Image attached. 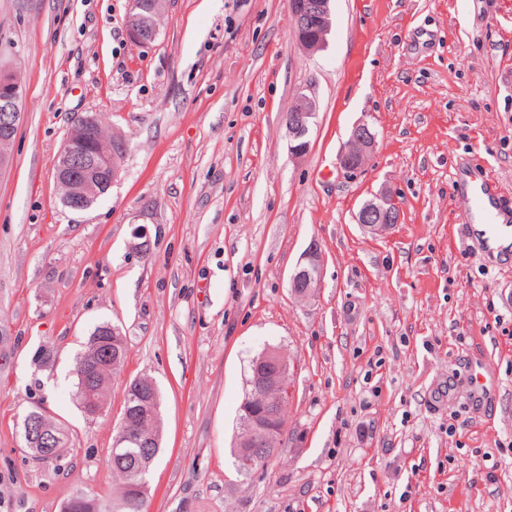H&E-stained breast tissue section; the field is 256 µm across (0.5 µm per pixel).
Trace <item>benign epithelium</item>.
<instances>
[{"label":"benign epithelium","instance_id":"benign-epithelium-1","mask_svg":"<svg viewBox=\"0 0 512 512\" xmlns=\"http://www.w3.org/2000/svg\"><path fill=\"white\" fill-rule=\"evenodd\" d=\"M295 32L301 46L308 51L322 47L325 35L331 26V13L328 0L309 3L307 0H289ZM141 0H126L127 33L131 40L141 46L152 44L159 32L157 27H148L142 23ZM23 87L12 69L0 72V168H5L10 161V147L14 143L19 126L23 122L21 100ZM294 114L286 118L288 137L292 142V151L296 156L304 155L309 149L308 135L310 120L316 115L315 101L305 94L295 99ZM92 147L89 154L90 166L79 169L80 153L86 147ZM127 143L122 138L104 140L96 134L86 121L72 126L67 133L57 156L55 179L61 185L68 186L66 196L68 205L77 209L82 206L85 197L107 189L116 181L119 170L112 163L116 153L125 150ZM375 147V135L366 124L356 125L343 151L339 154L340 169L347 173L363 169L369 161ZM398 211L361 210L356 215L357 223L365 229L382 232L387 227L398 223ZM323 256L317 246H310L298 261L289 277L290 287L302 288L311 295L319 288L322 277ZM287 363L283 351L269 348L254 359V365L263 370L256 375L258 388L263 392L268 408L272 409L288 401V376L284 373ZM85 406L92 414H97L104 405L97 394L94 376H86ZM242 436L238 447L243 449L240 462L244 468L253 471L264 464V460L255 454L257 448L273 446L272 427H257L255 417L242 421ZM58 444L56 430L44 425L42 418L34 416L28 421L27 445L47 462L57 460L53 447Z\"/></svg>","mask_w":512,"mask_h":512}]
</instances>
